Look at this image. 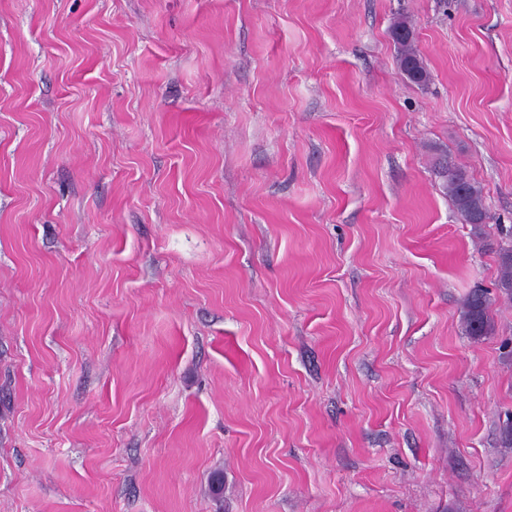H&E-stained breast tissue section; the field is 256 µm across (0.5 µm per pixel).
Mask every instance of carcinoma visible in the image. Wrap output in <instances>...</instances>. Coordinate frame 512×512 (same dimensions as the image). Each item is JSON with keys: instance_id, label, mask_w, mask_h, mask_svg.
<instances>
[{"instance_id": "cac0c4a2", "label": "carcinoma", "mask_w": 512, "mask_h": 512, "mask_svg": "<svg viewBox=\"0 0 512 512\" xmlns=\"http://www.w3.org/2000/svg\"><path fill=\"white\" fill-rule=\"evenodd\" d=\"M390 33L401 72L416 84H426L429 73L414 45V31L410 21L405 18L394 21ZM438 174L442 178V188L451 199L460 220L471 225L473 233H481L490 214L480 184L473 180L463 166L446 159L439 162ZM489 248L498 257L495 288L499 293L512 298V240L492 242ZM462 319L470 336H486L494 330L487 290L474 288L468 293L463 303Z\"/></svg>"}]
</instances>
